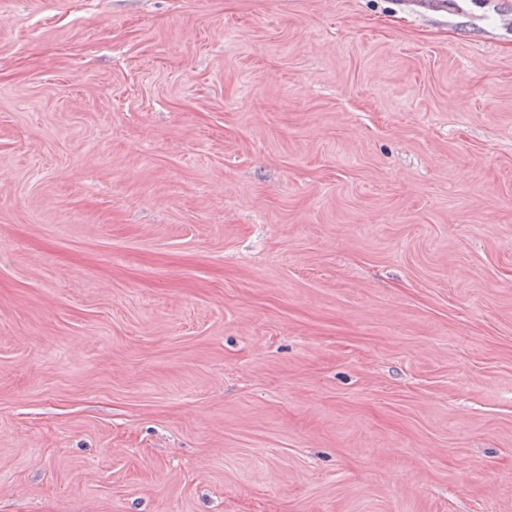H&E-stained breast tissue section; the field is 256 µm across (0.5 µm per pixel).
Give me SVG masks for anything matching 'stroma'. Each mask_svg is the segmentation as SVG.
Masks as SVG:
<instances>
[{
  "instance_id": "obj_1",
  "label": "stroma",
  "mask_w": 512,
  "mask_h": 512,
  "mask_svg": "<svg viewBox=\"0 0 512 512\" xmlns=\"http://www.w3.org/2000/svg\"><path fill=\"white\" fill-rule=\"evenodd\" d=\"M0 512H512V0H0Z\"/></svg>"
}]
</instances>
